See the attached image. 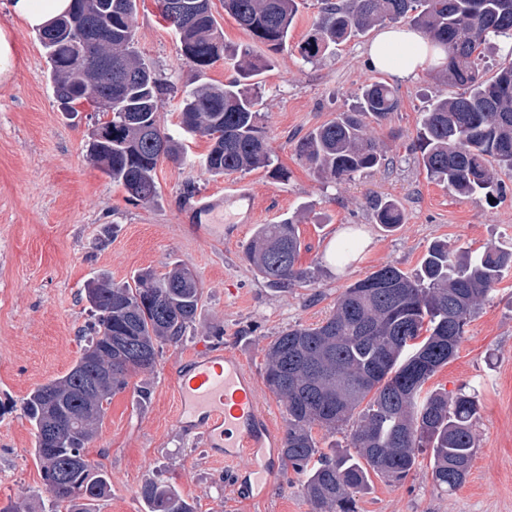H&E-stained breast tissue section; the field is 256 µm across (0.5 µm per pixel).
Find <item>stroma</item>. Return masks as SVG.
Instances as JSON below:
<instances>
[{"instance_id":"stroma-1","label":"stroma","mask_w":512,"mask_h":512,"mask_svg":"<svg viewBox=\"0 0 512 512\" xmlns=\"http://www.w3.org/2000/svg\"><path fill=\"white\" fill-rule=\"evenodd\" d=\"M318 15V0H305L290 50L274 54L257 87L260 124L284 178L266 169L211 175L202 166L209 141L191 137L184 162H160L158 195L145 204L131 200L88 161L96 112L87 104L74 117L61 112L35 31L15 14L13 0H0V27L11 35L14 56L10 78L0 82V507L19 501L27 512H47L50 495L34 456L33 427L20 407L29 392L65 375L77 361L78 334L93 320L81 294L90 278L125 283L141 270L161 275L180 264L200 288L196 319L181 341L164 346L158 369L132 378L107 407L90 457L107 470L112 490L93 512H146L139 491L150 481L173 484L194 512H313L289 469L265 499L236 498L235 471L248 458L234 466L216 464L176 428L177 398L165 369L204 343L236 351L262 377L265 349L276 336L322 321L346 286L382 266L414 271L438 240L473 251L491 243L512 248V175H503L505 189L492 199L460 197L430 179L413 147L422 113L446 91L434 69L391 82L398 111L369 125L387 148L389 167L339 183L317 179L296 158L293 138L349 109L362 86L387 80L364 63L369 34L317 62H304L297 46ZM135 40L178 90L194 87V72L155 0H138ZM189 183L199 195L249 191L254 224L301 214L300 263L314 271V282L291 290L269 287L244 258L254 224L234 225L220 240L185 223L182 193ZM386 197L404 213L393 231L373 219L374 202ZM348 238L356 249L346 264L336 265L337 248ZM141 386L149 398H139ZM426 387L478 396V449L469 477L444 492L426 468L398 485L375 476L357 494V512H512V271L471 318L455 358Z\"/></svg>"}]
</instances>
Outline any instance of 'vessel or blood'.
Here are the masks:
<instances>
[{"label": "vessel or blood", "instance_id": "1", "mask_svg": "<svg viewBox=\"0 0 512 512\" xmlns=\"http://www.w3.org/2000/svg\"><path fill=\"white\" fill-rule=\"evenodd\" d=\"M232 213L237 224L251 223L254 205L248 193L208 195L186 211L187 222L208 225L212 235L223 237L216 219ZM177 400L176 424L182 434L201 442L216 460L233 463L249 456L240 471L236 494L260 498L279 474L283 460L280 440L261 411L258 386L243 361L234 353L201 348L171 372Z\"/></svg>", "mask_w": 512, "mask_h": 512}]
</instances>
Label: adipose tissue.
I'll return each instance as SVG.
<instances>
[{
  "label": "adipose tissue",
  "mask_w": 512,
  "mask_h": 512,
  "mask_svg": "<svg viewBox=\"0 0 512 512\" xmlns=\"http://www.w3.org/2000/svg\"><path fill=\"white\" fill-rule=\"evenodd\" d=\"M439 49L422 33L399 26L383 28L369 45L366 62L374 70L394 79H416L429 65L441 58Z\"/></svg>",
  "instance_id": "1"
}]
</instances>
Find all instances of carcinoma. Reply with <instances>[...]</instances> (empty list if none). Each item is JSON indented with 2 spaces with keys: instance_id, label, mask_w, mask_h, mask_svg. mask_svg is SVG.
Listing matches in <instances>:
<instances>
[{
  "instance_id": "carcinoma-1",
  "label": "carcinoma",
  "mask_w": 512,
  "mask_h": 512,
  "mask_svg": "<svg viewBox=\"0 0 512 512\" xmlns=\"http://www.w3.org/2000/svg\"><path fill=\"white\" fill-rule=\"evenodd\" d=\"M159 14L178 37L180 55L197 76L219 57L234 75L221 84L204 82L184 91L179 128L205 137L206 172L223 175L273 165V151L259 125L260 101L253 79L269 58L250 47L224 44L210 0H156ZM299 0H224L253 39L273 53L288 49ZM137 0H72L71 8L38 31L49 79L61 110L91 103L105 133L91 131L87 154L130 198L152 202L160 160H181L183 145L160 120L164 97L174 86L157 74L135 47ZM390 22L424 33L445 57L446 83L466 87L459 96L439 95L423 112L417 133L427 175L462 197H492L503 191L498 172L512 171V57L486 78L479 69L490 41L512 39V0H321L312 32L297 45L306 61ZM399 109L388 84L361 88L356 105L314 128L294 143L297 158L320 179L339 183L387 161L383 144L368 134ZM376 223L395 230L403 216L397 201L374 203ZM302 242L291 216L256 225L246 260L273 288L303 287L312 272L299 264ZM512 269V250L494 244L478 254L446 241L434 242L419 268L406 272L386 265L347 286L333 313L315 326L295 325L268 346L263 380L285 403L287 427L282 454L301 477L315 512H357L356 494L370 475L401 483L427 455L433 483L448 492L467 479L476 454V397L424 385L456 355L465 326ZM94 322L83 331L79 359L95 354L94 370L109 377L102 394L83 389L80 364L49 382L57 400L45 401L44 387L23 400L34 428L35 456L51 495V512H86L85 503L107 497V471L86 450L102 425L112 395L130 379L155 370L160 350L180 342L197 315L200 291L182 265L157 275L138 274L116 284L102 276L85 287ZM98 406L89 430L71 429L65 416ZM49 419L62 425L66 442L48 446ZM351 450L330 453L318 446L313 429L334 432L347 423ZM90 484L75 496L74 488ZM147 512H193L175 487L148 482L140 489Z\"/></svg>"
}]
</instances>
